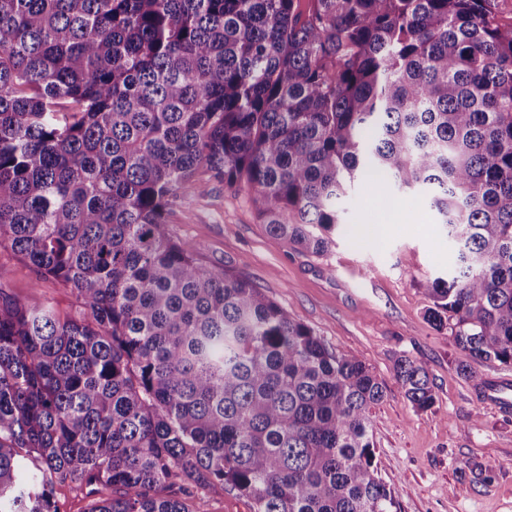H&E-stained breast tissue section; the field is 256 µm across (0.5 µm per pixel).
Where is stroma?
<instances>
[{
  "instance_id": "35a3bbf8",
  "label": "stroma",
  "mask_w": 512,
  "mask_h": 512,
  "mask_svg": "<svg viewBox=\"0 0 512 512\" xmlns=\"http://www.w3.org/2000/svg\"><path fill=\"white\" fill-rule=\"evenodd\" d=\"M336 244L323 256L271 236L247 192L197 179L173 208L169 227L210 266L248 279L327 347L357 355L382 383L372 410L375 461L402 512H512V406L488 399L512 386V366L470 363L426 316V279L446 276L456 252L427 192L399 193L387 179L360 177L344 198ZM0 290L75 315L68 288L38 280L34 269L0 247ZM424 363L434 385L431 409H414L395 376L399 357Z\"/></svg>"
}]
</instances>
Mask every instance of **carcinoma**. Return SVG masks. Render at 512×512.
I'll return each mask as SVG.
<instances>
[{
    "label": "carcinoma",
    "mask_w": 512,
    "mask_h": 512,
    "mask_svg": "<svg viewBox=\"0 0 512 512\" xmlns=\"http://www.w3.org/2000/svg\"><path fill=\"white\" fill-rule=\"evenodd\" d=\"M494 0H0V247L79 318L0 292V512H400L383 386L172 234L196 177L322 255L360 159L426 191L457 262L427 317L512 365V24ZM417 410L421 362L395 363ZM117 494L107 496V489ZM55 495L60 512H84L87 501L67 483H57ZM203 512H253L250 502L233 492L209 494L200 504Z\"/></svg>",
    "instance_id": "1"
}]
</instances>
